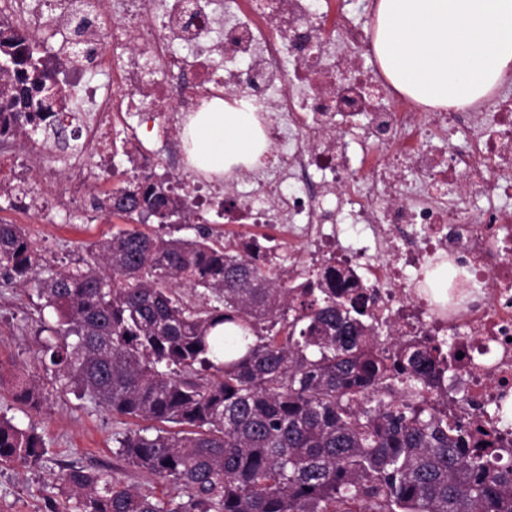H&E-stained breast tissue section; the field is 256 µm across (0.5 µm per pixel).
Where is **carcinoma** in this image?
Here are the masks:
<instances>
[{
	"label": "carcinoma",
	"mask_w": 512,
	"mask_h": 512,
	"mask_svg": "<svg viewBox=\"0 0 512 512\" xmlns=\"http://www.w3.org/2000/svg\"><path fill=\"white\" fill-rule=\"evenodd\" d=\"M22 31L0 26V137L57 139L62 91ZM92 207L134 226L87 247L74 269H46L19 224L0 222V273L35 284L52 390L113 414L171 423L115 437L117 453L179 495L159 499L115 475L66 466L69 512H512V451L448 419V346L396 336L336 291V268L290 285L203 231L164 237L148 222L188 214L144 174ZM186 287L203 303L175 296ZM233 323L240 336L216 328ZM16 398L48 399L19 376ZM36 428L0 416V464L35 465Z\"/></svg>",
	"instance_id": "cac0c4a2"
}]
</instances>
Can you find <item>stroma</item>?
Here are the masks:
<instances>
[{"label":"stroma","instance_id":"35a3bbf8","mask_svg":"<svg viewBox=\"0 0 512 512\" xmlns=\"http://www.w3.org/2000/svg\"><path fill=\"white\" fill-rule=\"evenodd\" d=\"M129 122L126 115L115 120L111 166H101L95 150L84 147L85 174L79 182L73 180L69 165L56 157L41 134L0 143V183L28 188L35 198L34 205L26 206L0 196V222L24 225L47 267L74 268L87 245L127 227V220L92 210L90 200L135 179L138 171L127 159L134 148L151 150L158 177L176 176L158 122L151 120L134 128ZM45 210L54 213V223L41 220ZM202 226L233 248L247 230L243 224L225 223L215 210L199 209L192 218H173L163 231L173 238L192 239ZM41 304L33 288L0 282V413L21 425H34L47 449L41 464L0 465V512H58L63 498L55 476L68 465L107 469L126 484L153 490L159 496L173 495L171 485L141 473L117 454L114 435L125 431L126 426L108 410L72 393L50 396L37 412L15 402V375L35 376L47 387L53 381L52 372L36 358L40 321L53 317L52 311H41Z\"/></svg>","mask_w":512,"mask_h":512}]
</instances>
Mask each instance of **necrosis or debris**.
Instances as JSON below:
<instances>
[{"label": "necrosis or debris", "instance_id": "4bbe7bcc", "mask_svg": "<svg viewBox=\"0 0 512 512\" xmlns=\"http://www.w3.org/2000/svg\"><path fill=\"white\" fill-rule=\"evenodd\" d=\"M320 2L0 0V19L40 33L74 12L102 34L69 88L101 157L116 113L176 138L202 97L261 106L275 153L226 181L225 223L283 225L290 248L354 273L396 335L450 342L452 415L512 440V87L422 111L383 84L365 13ZM452 126L465 147L449 149Z\"/></svg>", "mask_w": 512, "mask_h": 512}]
</instances>
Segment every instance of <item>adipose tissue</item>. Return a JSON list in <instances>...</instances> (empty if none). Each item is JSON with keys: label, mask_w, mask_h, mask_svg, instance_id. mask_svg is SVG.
<instances>
[{"label": "adipose tissue", "mask_w": 512, "mask_h": 512, "mask_svg": "<svg viewBox=\"0 0 512 512\" xmlns=\"http://www.w3.org/2000/svg\"><path fill=\"white\" fill-rule=\"evenodd\" d=\"M374 50L386 79L435 110L488 97L512 70V0H378ZM192 165L217 176L252 169L269 142L249 102L204 103L183 129Z\"/></svg>", "instance_id": "obj_1"}]
</instances>
